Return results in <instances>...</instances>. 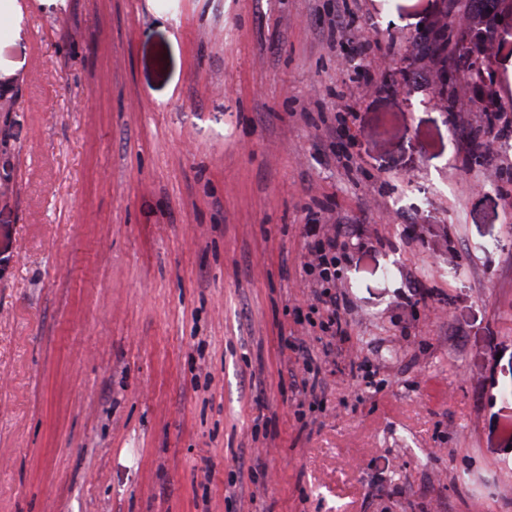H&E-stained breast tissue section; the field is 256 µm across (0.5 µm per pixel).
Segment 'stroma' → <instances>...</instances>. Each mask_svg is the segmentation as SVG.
I'll list each match as a JSON object with an SVG mask.
<instances>
[{"instance_id":"35a3bbf8","label":"stroma","mask_w":512,"mask_h":512,"mask_svg":"<svg viewBox=\"0 0 512 512\" xmlns=\"http://www.w3.org/2000/svg\"><path fill=\"white\" fill-rule=\"evenodd\" d=\"M0 4V512H512V12ZM337 247L336 235L326 237L325 241L320 240L315 251V264H311V266L318 270L320 286L324 288L323 295L327 298L325 304L328 313V329L331 331V336H339L342 339L346 336L347 303L342 296L329 292L331 285L336 282Z\"/></svg>"}]
</instances>
